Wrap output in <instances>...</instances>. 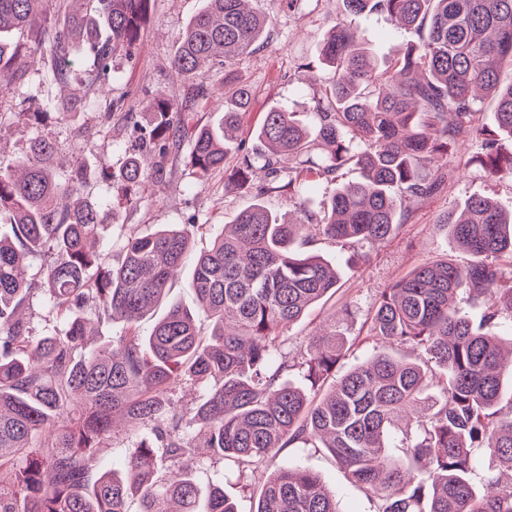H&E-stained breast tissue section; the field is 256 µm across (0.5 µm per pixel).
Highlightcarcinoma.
<instances>
[{
  "label": "carcinoma",
  "mask_w": 512,
  "mask_h": 512,
  "mask_svg": "<svg viewBox=\"0 0 512 512\" xmlns=\"http://www.w3.org/2000/svg\"><path fill=\"white\" fill-rule=\"evenodd\" d=\"M55 13L36 34L32 64L56 84H76L68 105L83 110L110 82L112 56L131 54L151 0H56ZM249 0H205L187 23L171 66L184 79L204 66L256 50L268 16ZM347 14H374L417 35L403 54L378 63L362 32L341 18L323 41L328 73L313 97L318 124L309 129L282 107L263 113L255 136L271 176L261 193L301 195L312 182L333 181L352 163L354 182L340 183L318 213L282 221L260 200L224 225L195 259L194 315L172 305L148 336L139 320L155 308L182 267L192 233L166 224L126 238L118 258L94 251L112 202L84 197L83 168L54 169L46 134L18 159L0 157V512H127L139 494L141 512H237L215 486L207 493L192 472L198 442L212 462L232 459L258 468L297 443H320L365 489L376 512H512V404L502 405L504 375L497 335L486 325H512V210L490 197H471L445 213L439 227L471 256L423 263L384 289L370 321L371 336L411 347L420 358L376 351L336 375L345 341L336 325L312 337L295 363L280 348L285 327L336 294V265L310 251L322 238L388 239L424 201L454 179L434 165L467 140L477 149L467 163L490 176L512 178V0H343ZM40 0H0V72L22 49L5 35L24 32ZM103 17L101 40L86 19ZM83 44V66L69 58ZM224 113L214 124L194 120L188 105L165 94L146 110L141 145L112 175L113 198L133 204L173 148L187 146L202 179L224 168L242 145L234 133L251 103L250 91L224 73ZM492 97L497 134L480 121L481 98ZM245 153L229 180L249 182ZM42 261L39 279L24 274ZM56 316L58 331L35 336L22 312L37 293ZM483 303L474 325L462 303ZM120 323L119 333L87 351V315ZM308 382L284 381L294 367ZM203 392L192 415L169 398L175 389ZM121 413L137 440L122 477L102 470L99 449L112 440ZM414 425L401 430L398 419ZM403 458L389 453L394 431ZM169 460L154 478L156 442ZM483 448L494 466L475 485L471 449ZM255 512H339L336 495L301 467H284L261 485Z\"/></svg>",
  "instance_id": "1"
}]
</instances>
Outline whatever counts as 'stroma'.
Instances as JSON below:
<instances>
[{
    "label": "stroma",
    "instance_id": "1",
    "mask_svg": "<svg viewBox=\"0 0 512 512\" xmlns=\"http://www.w3.org/2000/svg\"><path fill=\"white\" fill-rule=\"evenodd\" d=\"M201 6L202 0H151L131 55L121 54L112 59L111 138L99 137L89 145L82 141L84 133L99 126L100 109L43 114L45 84L35 67L25 66L19 69L17 79L1 81L0 156H22L37 133L50 134L58 166L66 169L81 165L88 175V196L95 200L111 197V184L101 181L99 174L106 167L119 168L123 149L136 138L126 113L141 111L161 92L181 102L192 98V84L180 81L169 61L180 32ZM256 6L272 13V23L260 48L230 66L252 94L240 132L244 151L252 155L263 150L254 130L269 108L301 112L307 123H314L312 98L319 94L325 73L319 49L331 25L343 14L342 0H298L289 13L275 11L271 0H257ZM356 22L372 52L384 60L398 54L402 42L409 39L407 33L397 32L374 15L357 16ZM473 153V147L466 141L449 148L448 167L454 170L455 179L444 191L413 206L407 220L381 245L316 242L314 252L339 268L340 287L335 295L284 331L283 351L291 358H300L309 337L332 317L347 344L344 366L357 365L374 351L376 340L369 332L370 318L373 304L384 288L428 260L449 257L467 261V254L458 251L440 229V217L472 195L489 196L503 207H512V180L488 176L471 163ZM265 182L266 175L261 170L256 171L252 184L241 188L228 186L224 171L201 180L186 167L184 152H171L163 175L150 177L144 184L140 202L117 206L108 216L100 244L116 253L126 230L149 232L162 224L184 225L193 220L197 226L192 251L198 254L209 248L225 224L256 200H264L272 211L284 215L295 210L300 202L309 209H318L336 188L335 183L322 181L298 198L285 191L262 196L258 188ZM346 304L351 305L352 313L340 316L339 310ZM286 464L318 475L335 493L340 512H375V501L367 491L348 481L331 454L309 445L286 448L255 471L239 468L228 460L222 464L203 463L195 468L193 476L206 490L220 484L239 512H254L262 476Z\"/></svg>",
    "mask_w": 512,
    "mask_h": 512
}]
</instances>
